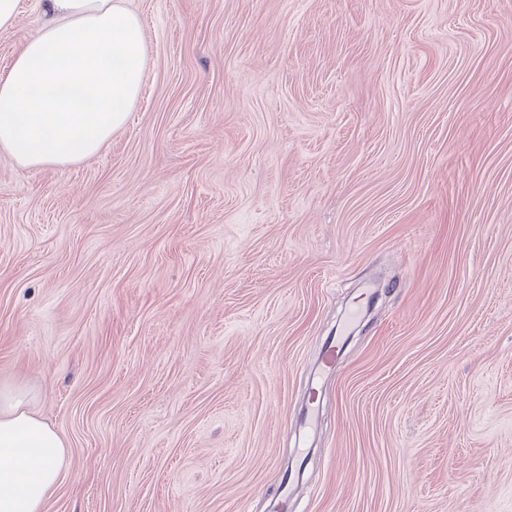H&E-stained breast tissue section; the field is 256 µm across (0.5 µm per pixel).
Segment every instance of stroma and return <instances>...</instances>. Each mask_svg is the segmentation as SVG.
<instances>
[{"label": "stroma", "mask_w": 512, "mask_h": 512, "mask_svg": "<svg viewBox=\"0 0 512 512\" xmlns=\"http://www.w3.org/2000/svg\"><path fill=\"white\" fill-rule=\"evenodd\" d=\"M125 5V127L0 152V383L68 446L43 512H512V0Z\"/></svg>", "instance_id": "35a3bbf8"}]
</instances>
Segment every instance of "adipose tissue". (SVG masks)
I'll use <instances>...</instances> for the list:
<instances>
[{
	"label": "adipose tissue",
	"instance_id": "obj_1",
	"mask_svg": "<svg viewBox=\"0 0 512 512\" xmlns=\"http://www.w3.org/2000/svg\"><path fill=\"white\" fill-rule=\"evenodd\" d=\"M44 23L0 75V152L18 166L63 167L123 128L147 52L124 0H42ZM32 390L0 387V512H41L66 445L32 409Z\"/></svg>",
	"mask_w": 512,
	"mask_h": 512
}]
</instances>
